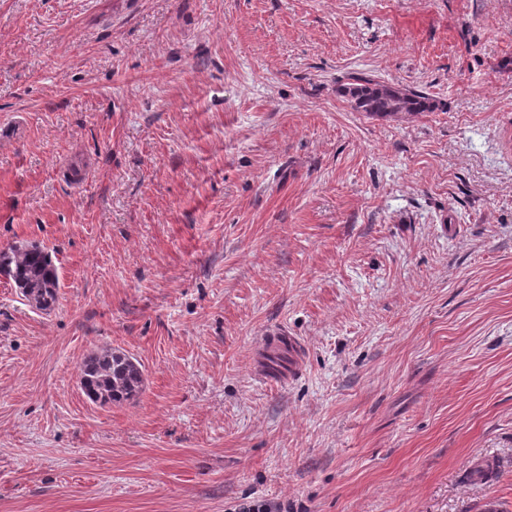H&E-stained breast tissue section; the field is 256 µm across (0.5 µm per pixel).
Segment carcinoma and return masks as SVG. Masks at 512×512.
<instances>
[{"label":"carcinoma","instance_id":"1","mask_svg":"<svg viewBox=\"0 0 512 512\" xmlns=\"http://www.w3.org/2000/svg\"><path fill=\"white\" fill-rule=\"evenodd\" d=\"M352 107L370 116H393L431 112L435 102L425 93L359 78L341 88ZM0 267L28 304L41 311L54 308L61 288L59 274L51 257L39 245L12 246L0 250ZM289 345L269 358L265 368L277 375L287 369ZM143 375L130 356L110 349L89 355L80 367V385L85 396L101 405L120 403L142 390Z\"/></svg>","mask_w":512,"mask_h":512}]
</instances>
